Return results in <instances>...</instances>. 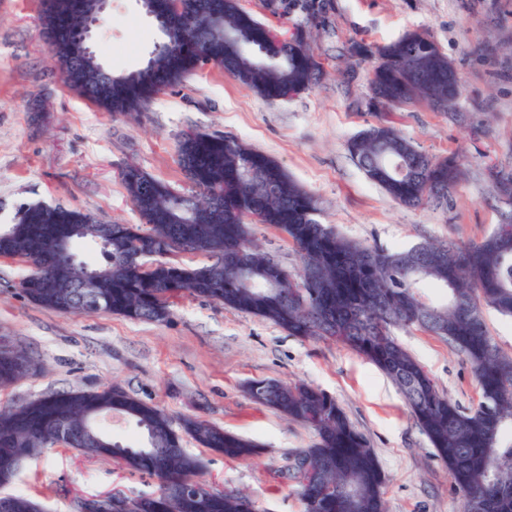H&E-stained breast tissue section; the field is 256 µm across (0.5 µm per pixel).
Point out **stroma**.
Returning a JSON list of instances; mask_svg holds the SVG:
<instances>
[{"instance_id":"35a3bbf8","label":"stroma","mask_w":512,"mask_h":512,"mask_svg":"<svg viewBox=\"0 0 512 512\" xmlns=\"http://www.w3.org/2000/svg\"><path fill=\"white\" fill-rule=\"evenodd\" d=\"M289 3L282 23L320 65L311 89L272 102L209 64L163 90L141 115L115 116L64 84L48 54L40 0H0V224L29 202L79 208L112 224L140 223L124 172L134 167L191 192L177 157L189 131L235 137L273 158L315 196L321 223L371 245L477 242L512 212L496 189L499 170H512V0ZM412 31L432 40L458 73L461 95L448 109L424 100L398 107L371 101L375 61L355 55L353 44L374 48ZM158 37L139 0H111L92 45L119 74L143 67ZM382 121L434 159L458 158L463 175L447 205L406 208L366 178L348 143ZM25 272L21 261L0 259V337L26 352L36 370L0 388V405L118 386L173 416L193 414L258 442L260 454L241 460L200 452L189 439L184 446L203 453V480L244 492L257 512H303L288 463L315 436L245 392L255 379L301 380L335 397L369 439L387 476V512H462L447 467L396 387L347 346L291 336L188 294L160 322L62 314L20 293ZM396 336L454 403L476 404L463 355L421 331ZM154 489L148 474L58 447L25 465L6 491L34 498L44 512H74L81 498L113 490L137 498Z\"/></svg>"}]
</instances>
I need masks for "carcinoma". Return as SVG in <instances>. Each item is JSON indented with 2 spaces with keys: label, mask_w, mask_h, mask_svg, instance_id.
Here are the masks:
<instances>
[{
  "label": "carcinoma",
  "mask_w": 512,
  "mask_h": 512,
  "mask_svg": "<svg viewBox=\"0 0 512 512\" xmlns=\"http://www.w3.org/2000/svg\"><path fill=\"white\" fill-rule=\"evenodd\" d=\"M92 0H41V20L65 84L102 109L142 111L162 87L203 65L205 52L243 84L269 100L308 89L319 65L302 42L276 59L254 50L270 43L271 28L244 11L239 0H147L149 9L183 28L184 42L160 52L151 65L104 78L81 67L84 48L71 35ZM356 52L376 59L373 99L398 106L419 98L448 99V59L430 39L409 32ZM366 176L400 204L441 205L461 174L454 157L433 160L391 125H374L349 145ZM178 162L200 195L171 194L170 186L136 168L123 180L142 224H104L78 209L23 203L9 240L0 246L29 273L18 282L31 302L64 314L109 313L134 321L166 319L182 293L259 317L293 336L331 337L381 369L399 389L412 417L451 475L462 504L479 512H512V356L487 330L483 308L512 318V236L501 226L478 242L421 243L385 249L341 236L315 219L318 201L271 158L241 141L195 132L182 138ZM280 229L292 241L300 267L288 270L259 248L249 223ZM92 239L104 263L95 267L73 252ZM177 252L202 253L211 262L188 268ZM444 291L442 301L426 290ZM418 327L448 343L471 364L477 405L463 409L437 386L425 367L392 336ZM23 378L0 360V388ZM250 397L315 433L297 454L305 473L296 481L304 512H385V477L368 439L325 391L308 384L256 379ZM112 413L136 423L147 444L130 446L99 427ZM92 422L98 441L90 455L157 478L151 512H255L249 497L217 490L199 479L204 459L182 447L183 437L228 459L259 453L256 444L186 415L174 428L160 407L111 386L57 392L20 405L0 406V487L13 482L14 457L38 460L59 443L53 423ZM10 512H41L26 495H0Z\"/></svg>",
  "instance_id": "cac0c4a2"
}]
</instances>
